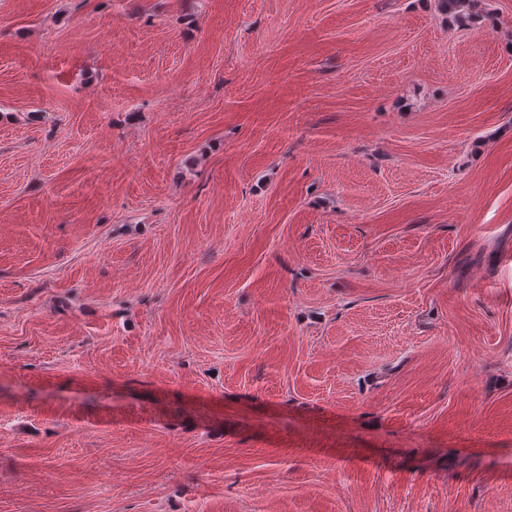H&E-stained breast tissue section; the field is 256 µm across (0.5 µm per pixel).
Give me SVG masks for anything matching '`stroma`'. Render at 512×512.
<instances>
[{
    "instance_id": "obj_1",
    "label": "stroma",
    "mask_w": 512,
    "mask_h": 512,
    "mask_svg": "<svg viewBox=\"0 0 512 512\" xmlns=\"http://www.w3.org/2000/svg\"><path fill=\"white\" fill-rule=\"evenodd\" d=\"M0 0V512H512V0Z\"/></svg>"
}]
</instances>
